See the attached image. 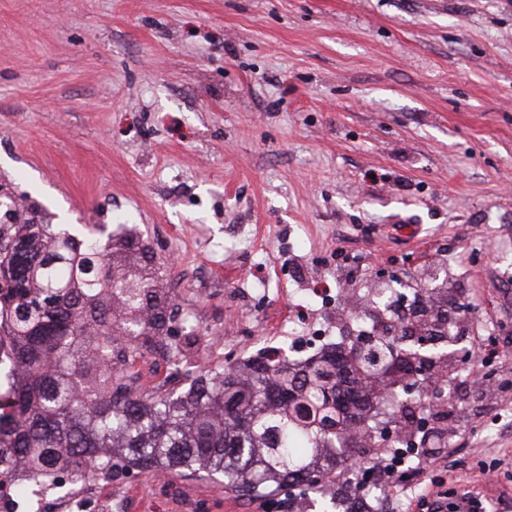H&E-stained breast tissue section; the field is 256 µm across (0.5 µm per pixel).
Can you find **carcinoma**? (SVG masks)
Listing matches in <instances>:
<instances>
[{
  "mask_svg": "<svg viewBox=\"0 0 512 512\" xmlns=\"http://www.w3.org/2000/svg\"><path fill=\"white\" fill-rule=\"evenodd\" d=\"M0 220V328L8 386L0 388V483L48 491L112 468L120 448L142 469L220 474L224 486L266 489L276 475L308 485L313 459L336 467V449L369 448L373 409L402 402V377L433 360L387 336L381 360L350 345L299 365L290 357L195 373L183 393L144 398L112 370V349L140 351L167 331L156 268L143 248L78 237L7 208Z\"/></svg>",
  "mask_w": 512,
  "mask_h": 512,
  "instance_id": "1",
  "label": "carcinoma"
}]
</instances>
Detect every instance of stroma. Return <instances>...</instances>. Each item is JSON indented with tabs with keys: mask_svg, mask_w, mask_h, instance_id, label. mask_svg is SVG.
<instances>
[{
	"mask_svg": "<svg viewBox=\"0 0 512 512\" xmlns=\"http://www.w3.org/2000/svg\"><path fill=\"white\" fill-rule=\"evenodd\" d=\"M53 223L126 222L196 315L199 369L370 320L381 274L437 283L493 343L486 400L432 368L449 499L512 512V0H0V182ZM331 287L317 300L320 282ZM127 512H241L220 476L126 469ZM249 512H344L280 481Z\"/></svg>",
	"mask_w": 512,
	"mask_h": 512,
	"instance_id": "stroma-1",
	"label": "stroma"
}]
</instances>
